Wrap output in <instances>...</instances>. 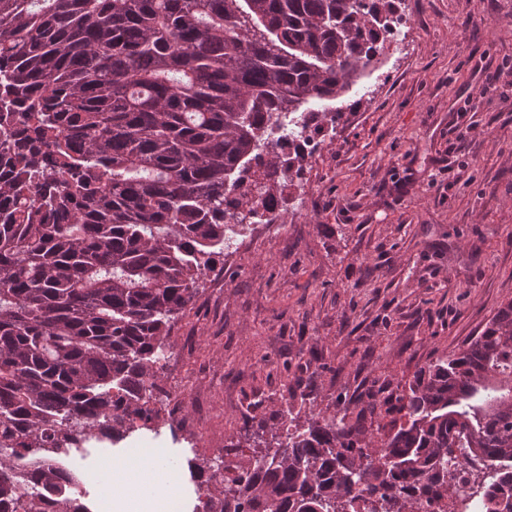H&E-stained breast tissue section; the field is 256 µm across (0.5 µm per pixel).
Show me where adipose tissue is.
<instances>
[{
  "instance_id": "obj_1",
  "label": "adipose tissue",
  "mask_w": 512,
  "mask_h": 512,
  "mask_svg": "<svg viewBox=\"0 0 512 512\" xmlns=\"http://www.w3.org/2000/svg\"><path fill=\"white\" fill-rule=\"evenodd\" d=\"M89 479L105 489L108 512H181L180 479L163 449H125L121 461L104 458Z\"/></svg>"
}]
</instances>
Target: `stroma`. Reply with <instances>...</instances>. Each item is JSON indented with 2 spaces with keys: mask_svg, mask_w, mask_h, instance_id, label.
I'll return each instance as SVG.
<instances>
[{
  "mask_svg": "<svg viewBox=\"0 0 512 512\" xmlns=\"http://www.w3.org/2000/svg\"><path fill=\"white\" fill-rule=\"evenodd\" d=\"M269 233L217 259L172 322L154 445L215 464L244 419L334 413L412 382L512 299V0H403ZM497 73L498 90L472 88Z\"/></svg>",
  "mask_w": 512,
  "mask_h": 512,
  "instance_id": "obj_1",
  "label": "stroma"
}]
</instances>
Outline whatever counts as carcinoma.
<instances>
[{
  "label": "carcinoma",
  "mask_w": 512,
  "mask_h": 512,
  "mask_svg": "<svg viewBox=\"0 0 512 512\" xmlns=\"http://www.w3.org/2000/svg\"><path fill=\"white\" fill-rule=\"evenodd\" d=\"M401 0H0V512H89L66 460L88 434L157 431L171 321L264 219L305 155L282 113L339 100ZM384 409L375 435L364 416ZM313 413L228 472L206 512H415L424 476L480 463L476 512H512V299L408 388Z\"/></svg>",
  "instance_id": "1"
}]
</instances>
